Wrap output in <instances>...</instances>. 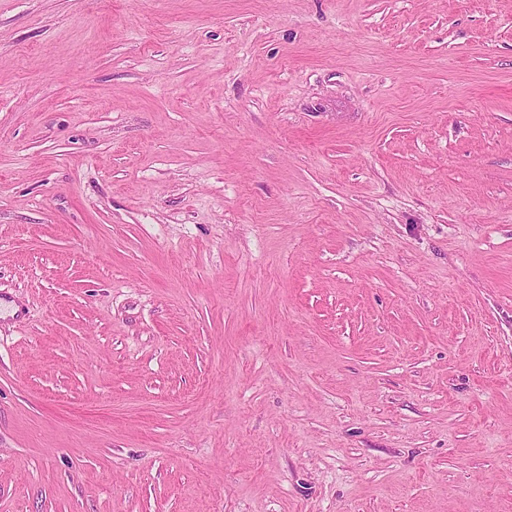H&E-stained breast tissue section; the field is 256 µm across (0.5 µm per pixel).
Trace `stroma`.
Wrapping results in <instances>:
<instances>
[{
	"instance_id": "35a3bbf8",
	"label": "stroma",
	"mask_w": 512,
	"mask_h": 512,
	"mask_svg": "<svg viewBox=\"0 0 512 512\" xmlns=\"http://www.w3.org/2000/svg\"><path fill=\"white\" fill-rule=\"evenodd\" d=\"M0 512H512V0H0Z\"/></svg>"
}]
</instances>
